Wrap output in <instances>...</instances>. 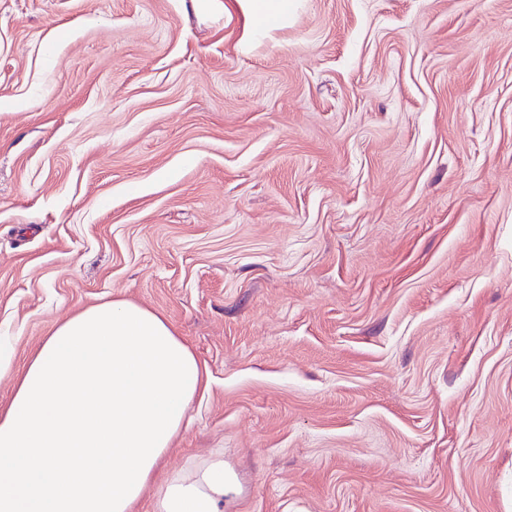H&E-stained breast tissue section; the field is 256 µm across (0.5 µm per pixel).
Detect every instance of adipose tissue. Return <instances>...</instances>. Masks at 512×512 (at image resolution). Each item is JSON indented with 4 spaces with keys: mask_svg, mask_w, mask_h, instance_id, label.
<instances>
[{
    "mask_svg": "<svg viewBox=\"0 0 512 512\" xmlns=\"http://www.w3.org/2000/svg\"><path fill=\"white\" fill-rule=\"evenodd\" d=\"M245 40L287 21L292 0H236ZM207 384L167 320L133 302L89 306L60 323L0 408V512H224L239 491L216 453L162 473Z\"/></svg>",
    "mask_w": 512,
    "mask_h": 512,
    "instance_id": "obj_1",
    "label": "adipose tissue"
}]
</instances>
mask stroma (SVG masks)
I'll return each instance as SVG.
<instances>
[{
	"mask_svg": "<svg viewBox=\"0 0 512 512\" xmlns=\"http://www.w3.org/2000/svg\"><path fill=\"white\" fill-rule=\"evenodd\" d=\"M0 0V405L128 300L224 512H512V0ZM241 12L252 24L244 33L245 42L255 39L260 30L268 31L288 20L292 0H236Z\"/></svg>",
	"mask_w": 512,
	"mask_h": 512,
	"instance_id": "obj_1",
	"label": "stroma"
}]
</instances>
